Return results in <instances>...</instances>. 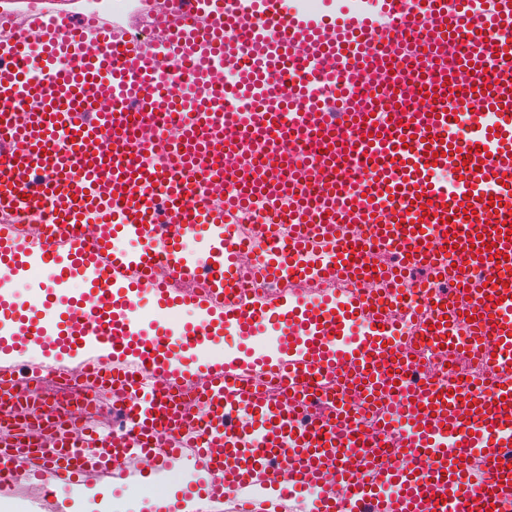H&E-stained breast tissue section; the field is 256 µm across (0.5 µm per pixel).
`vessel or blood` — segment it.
Wrapping results in <instances>:
<instances>
[{
  "label": "vessel or blood",
  "mask_w": 512,
  "mask_h": 512,
  "mask_svg": "<svg viewBox=\"0 0 512 512\" xmlns=\"http://www.w3.org/2000/svg\"><path fill=\"white\" fill-rule=\"evenodd\" d=\"M0 40V271L53 268L52 287L34 299L36 317L17 321L16 336H49L44 357L77 381L93 380L96 408L110 407L105 431L80 420L65 402L51 404L38 428L43 453L0 427V459L9 478L61 483L84 493L105 476H159L192 457L205 474L196 512H504L512 506V65L484 74L503 42H512V0H348L338 19L315 18L283 0H167L148 41L103 18L75 20L49 8L26 12ZM477 35L469 53L452 45L456 30ZM416 30L431 59L415 76L426 102H381L401 89L397 32ZM296 63L306 81L283 88L274 71ZM371 83V95L329 109L310 102L312 88ZM190 93L176 97L174 85ZM183 130L164 154L136 137L132 122L159 128L173 104ZM475 109L465 133L456 115ZM295 116L282 129L283 110ZM247 149L276 154L287 174L273 181L246 166L216 167L213 149L225 127ZM336 171L317 201L300 187L318 166ZM259 188L271 208L296 221L287 238L264 229L251 242L279 278L364 280L381 274L380 255L433 259L450 240V272L465 290L428 295V329L460 310L474 351L495 390L457 411L452 381L411 379L405 352L391 347L385 315L358 294L238 290L237 227L249 223L245 196L226 182ZM381 209L386 223L350 240L335 227L362 223ZM29 223L43 225L28 236ZM325 224L334 245L322 267L307 265L305 224ZM198 238V253L181 240ZM130 241L115 249L114 239ZM86 287L63 295L71 281ZM155 297L153 322L140 314ZM192 307L195 318L175 322ZM370 319L347 339L350 315ZM279 319L275 353L252 360L206 361L191 353L229 331L257 335ZM0 344V410L46 401L45 382L18 393L12 357ZM362 398L351 402L347 386ZM188 390L211 412L198 424L178 395ZM394 397L401 423H370L380 396ZM413 458L409 468L382 464L383 449ZM343 492L327 497L324 477ZM275 485L273 506L253 491Z\"/></svg>",
  "instance_id": "b4317fda"
}]
</instances>
